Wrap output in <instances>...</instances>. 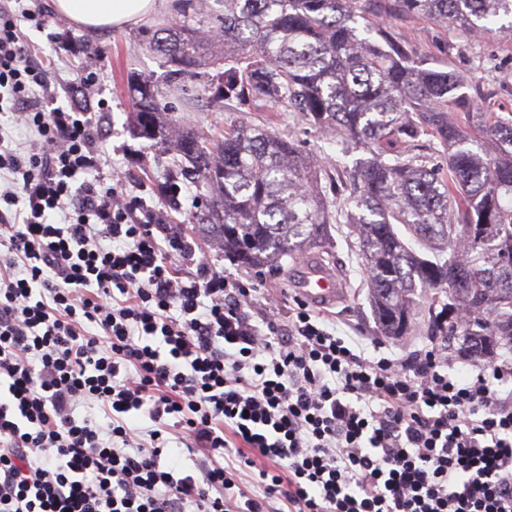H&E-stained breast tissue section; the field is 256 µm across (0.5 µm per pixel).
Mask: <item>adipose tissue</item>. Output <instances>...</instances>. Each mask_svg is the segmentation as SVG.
<instances>
[{
	"label": "adipose tissue",
	"instance_id": "ef3b65f1",
	"mask_svg": "<svg viewBox=\"0 0 512 512\" xmlns=\"http://www.w3.org/2000/svg\"><path fill=\"white\" fill-rule=\"evenodd\" d=\"M156 7V0H52L57 16L88 29L134 25Z\"/></svg>",
	"mask_w": 512,
	"mask_h": 512
}]
</instances>
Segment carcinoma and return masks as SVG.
Listing matches in <instances>:
<instances>
[{
    "label": "carcinoma",
    "instance_id": "cac0c4a2",
    "mask_svg": "<svg viewBox=\"0 0 512 512\" xmlns=\"http://www.w3.org/2000/svg\"><path fill=\"white\" fill-rule=\"evenodd\" d=\"M177 0L180 18L140 41L169 66L164 84L139 77L132 131L175 140L210 189L199 230L247 267L276 266L329 241L336 216L367 272L379 331L425 329L459 357L512 352V118L472 112L449 66H429L390 35L426 18L486 37L512 0ZM207 75L219 103L280 106L327 134L336 163L320 168L296 143L239 126L209 143L163 105L192 106ZM368 156L348 161L354 151ZM408 231L419 249L397 231ZM432 293L420 309L416 288Z\"/></svg>",
    "mask_w": 512,
    "mask_h": 512
}]
</instances>
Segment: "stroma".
I'll return each instance as SVG.
<instances>
[{
	"label": "stroma",
	"instance_id": "obj_1",
	"mask_svg": "<svg viewBox=\"0 0 512 512\" xmlns=\"http://www.w3.org/2000/svg\"><path fill=\"white\" fill-rule=\"evenodd\" d=\"M23 5L50 18L46 29H32L28 35L47 60L51 79L59 87L57 107L66 109L74 104L83 94L82 77L86 72H95L97 82L91 97L105 104L103 115L112 132L105 148L112 163L123 168L126 187L132 195L148 205H159L158 188L168 178V163L173 157L171 147L152 144L131 133L133 77L146 74L161 83L166 74L162 57L138 42L142 27L88 30L53 15L51 0H24ZM393 26L397 34L408 40L415 56L430 58L436 67L452 66L470 86L492 92L491 111L504 116L512 113V31L468 40L432 20L410 18L394 21ZM176 115L205 140L219 137L227 126L242 123L293 139L301 150L321 161L336 153L323 134L298 122L293 113L272 105H260L245 112L237 111L232 105L220 108L210 103L209 94L204 91L195 110L180 109ZM347 232L343 224L331 227L334 246L326 251L325 259L335 270L341 291L336 302L324 307L326 317L340 333L362 340L368 346L380 343L389 355L401 357L435 346V339L421 331L402 337L379 332L363 286L366 274L348 250ZM223 266L244 285L253 288V315L264 313L265 297L271 294L277 299L276 318L280 324H287L288 312L299 297L297 263L286 258L273 271L250 269L228 260Z\"/></svg>",
	"mask_w": 512,
	"mask_h": 512
}]
</instances>
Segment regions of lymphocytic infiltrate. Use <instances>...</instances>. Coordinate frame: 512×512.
Segmentation results:
<instances>
[{"instance_id":"f902f5d3","label":"lymphocytic infiltrate","mask_w":512,"mask_h":512,"mask_svg":"<svg viewBox=\"0 0 512 512\" xmlns=\"http://www.w3.org/2000/svg\"><path fill=\"white\" fill-rule=\"evenodd\" d=\"M46 25L0 0V112L26 133L0 135V512H512V367L369 358L302 303L254 321L171 220L181 186L124 194L94 112L45 111Z\"/></svg>"}]
</instances>
